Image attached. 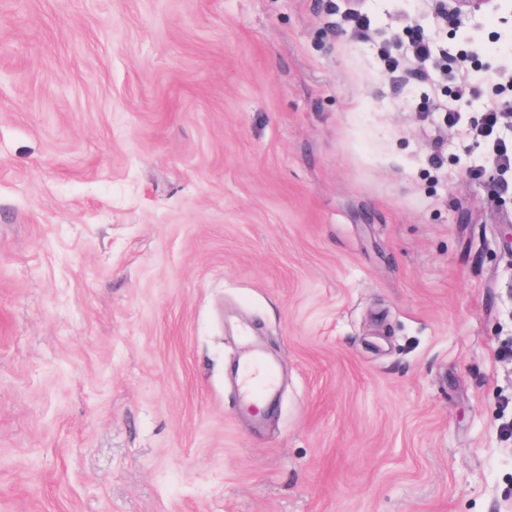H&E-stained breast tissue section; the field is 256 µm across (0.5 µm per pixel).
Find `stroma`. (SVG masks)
Wrapping results in <instances>:
<instances>
[{
  "mask_svg": "<svg viewBox=\"0 0 512 512\" xmlns=\"http://www.w3.org/2000/svg\"><path fill=\"white\" fill-rule=\"evenodd\" d=\"M447 2L0 0V512H512V6ZM245 381L248 383L244 386V392L248 396L254 398H262L264 391L273 387L274 377L271 369L263 367V374L261 377H257L256 373H251L249 367L246 368Z\"/></svg>",
  "mask_w": 512,
  "mask_h": 512,
  "instance_id": "stroma-1",
  "label": "stroma"
}]
</instances>
